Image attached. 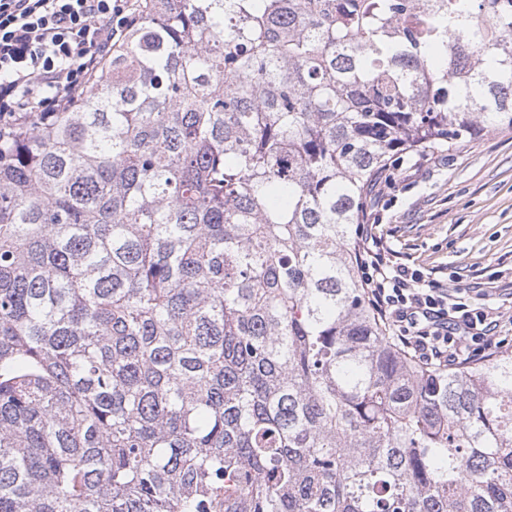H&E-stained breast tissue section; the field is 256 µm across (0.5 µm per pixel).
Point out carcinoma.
Listing matches in <instances>:
<instances>
[{
  "mask_svg": "<svg viewBox=\"0 0 512 512\" xmlns=\"http://www.w3.org/2000/svg\"><path fill=\"white\" fill-rule=\"evenodd\" d=\"M512 130V0H139L0 139V512H512V351L427 367L352 245Z\"/></svg>",
  "mask_w": 512,
  "mask_h": 512,
  "instance_id": "carcinoma-1",
  "label": "carcinoma"
}]
</instances>
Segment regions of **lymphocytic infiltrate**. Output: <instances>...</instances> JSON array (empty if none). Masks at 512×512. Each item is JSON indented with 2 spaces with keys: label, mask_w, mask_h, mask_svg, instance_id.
I'll return each instance as SVG.
<instances>
[{
  "label": "lymphocytic infiltrate",
  "mask_w": 512,
  "mask_h": 512,
  "mask_svg": "<svg viewBox=\"0 0 512 512\" xmlns=\"http://www.w3.org/2000/svg\"><path fill=\"white\" fill-rule=\"evenodd\" d=\"M135 0H0V133L25 112H57L83 91L134 19ZM358 266L393 337L425 365L454 367L498 346L492 308L435 287L379 237L364 233Z\"/></svg>",
  "instance_id": "f902f5d3"
}]
</instances>
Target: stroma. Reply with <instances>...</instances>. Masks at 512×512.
I'll use <instances>...</instances> for the list:
<instances>
[{
	"label": "stroma",
	"mask_w": 512,
	"mask_h": 512,
	"mask_svg": "<svg viewBox=\"0 0 512 512\" xmlns=\"http://www.w3.org/2000/svg\"><path fill=\"white\" fill-rule=\"evenodd\" d=\"M389 175L368 208L375 233L426 279L498 307L511 350L512 131L406 154Z\"/></svg>",
	"instance_id": "1"
}]
</instances>
